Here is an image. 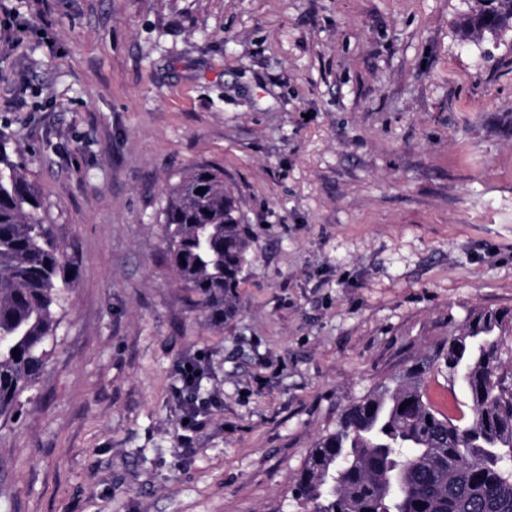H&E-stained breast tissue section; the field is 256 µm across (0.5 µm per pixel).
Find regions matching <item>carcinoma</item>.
<instances>
[{"instance_id": "obj_1", "label": "carcinoma", "mask_w": 512, "mask_h": 512, "mask_svg": "<svg viewBox=\"0 0 512 512\" xmlns=\"http://www.w3.org/2000/svg\"><path fill=\"white\" fill-rule=\"evenodd\" d=\"M461 35L512 29V0H476ZM202 192H197V189ZM166 261L209 325L239 311L252 240L242 201L211 165L190 168L161 211ZM42 198L0 137V418L47 366L68 286ZM512 312L479 311L448 348L408 362L350 403L310 448L295 485L306 512H512V384L494 337ZM19 354L12 355L13 349ZM466 401L442 409L424 382L437 363ZM404 410H399V407Z\"/></svg>"}]
</instances>
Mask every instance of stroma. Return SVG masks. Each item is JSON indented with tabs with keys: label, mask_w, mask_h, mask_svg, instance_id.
I'll list each match as a JSON object with an SVG mask.
<instances>
[{
	"label": "stroma",
	"mask_w": 512,
	"mask_h": 512,
	"mask_svg": "<svg viewBox=\"0 0 512 512\" xmlns=\"http://www.w3.org/2000/svg\"><path fill=\"white\" fill-rule=\"evenodd\" d=\"M468 9L0 0V135L72 257L45 373L0 421V512H299L349 403L512 309V30L462 38ZM199 164L253 238L218 328L159 220Z\"/></svg>",
	"instance_id": "1"
}]
</instances>
